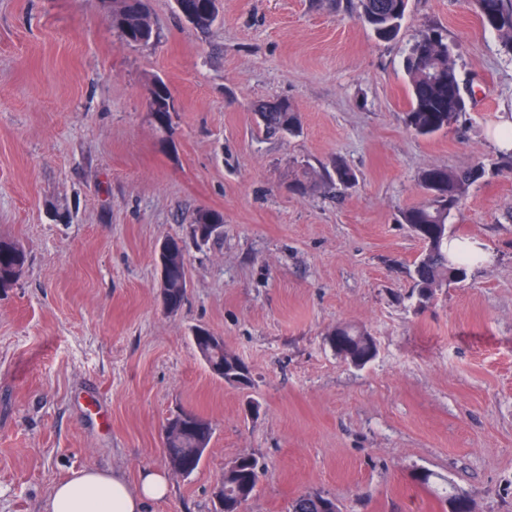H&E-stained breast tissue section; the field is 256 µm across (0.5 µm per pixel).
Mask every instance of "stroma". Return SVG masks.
I'll list each match as a JSON object with an SVG mask.
<instances>
[{
  "label": "stroma",
  "instance_id": "obj_1",
  "mask_svg": "<svg viewBox=\"0 0 512 512\" xmlns=\"http://www.w3.org/2000/svg\"><path fill=\"white\" fill-rule=\"evenodd\" d=\"M174 7L150 0L159 36L130 45L101 0H0V237L28 257L0 292V512H44L82 468L166 469L165 423L183 409L214 433L150 512H213L242 455L264 469L245 512H288L310 490L341 512H449L423 472L475 512H512V155L489 137L512 114V54L472 0H409L391 42L348 0H217L206 30ZM430 27L471 93L424 139L406 126L404 61ZM158 78L167 138L147 106ZM278 99L298 134L255 112ZM338 159L358 181L328 194ZM477 162L448 234L489 259L418 308L422 245L399 212L424 201L425 168ZM202 208L224 214L205 244L190 228ZM168 238L188 266L172 314L156 261ZM342 323L377 343L364 368L326 341ZM197 327L223 336L251 389L212 375ZM149 95L152 99L163 103V106H159L156 112H154L155 119L158 123L160 131L165 136H169L172 127L169 112V110H171V105H169L168 110V104L172 96L170 89L163 80L155 79L148 89V97Z\"/></svg>",
  "mask_w": 512,
  "mask_h": 512
}]
</instances>
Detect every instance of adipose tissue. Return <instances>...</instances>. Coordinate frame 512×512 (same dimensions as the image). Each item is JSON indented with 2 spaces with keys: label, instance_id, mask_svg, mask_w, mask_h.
Masks as SVG:
<instances>
[{
  "label": "adipose tissue",
  "instance_id": "adipose-tissue-1",
  "mask_svg": "<svg viewBox=\"0 0 512 512\" xmlns=\"http://www.w3.org/2000/svg\"><path fill=\"white\" fill-rule=\"evenodd\" d=\"M168 494L167 474L159 468L142 469L132 486L120 473L89 467L53 487L47 512H149Z\"/></svg>",
  "mask_w": 512,
  "mask_h": 512
}]
</instances>
